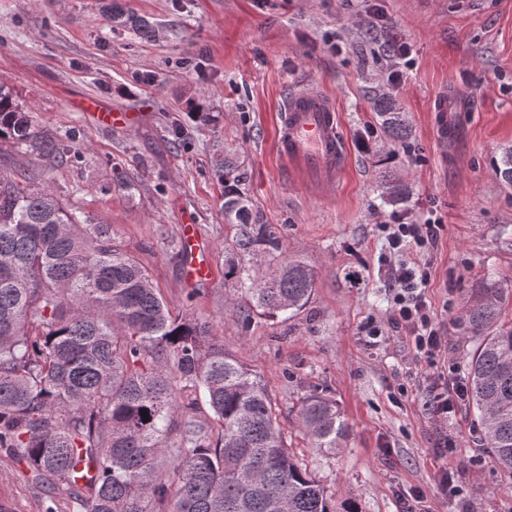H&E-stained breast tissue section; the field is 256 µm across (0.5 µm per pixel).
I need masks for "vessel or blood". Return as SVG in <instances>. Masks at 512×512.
Wrapping results in <instances>:
<instances>
[{
  "mask_svg": "<svg viewBox=\"0 0 512 512\" xmlns=\"http://www.w3.org/2000/svg\"><path fill=\"white\" fill-rule=\"evenodd\" d=\"M76 108L106 127H128L140 119L136 112L108 109L97 98L77 102ZM278 144L282 163L291 174L302 176L320 193L333 191L345 167L335 98L311 86L294 88L280 117ZM181 240L189 254L185 266L187 281L209 280L212 269L197 239L194 225H182Z\"/></svg>",
  "mask_w": 512,
  "mask_h": 512,
  "instance_id": "obj_1",
  "label": "vessel or blood"
}]
</instances>
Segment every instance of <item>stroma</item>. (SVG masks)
Here are the masks:
<instances>
[{"label": "stroma", "instance_id": "1", "mask_svg": "<svg viewBox=\"0 0 512 512\" xmlns=\"http://www.w3.org/2000/svg\"><path fill=\"white\" fill-rule=\"evenodd\" d=\"M154 24L146 40L114 31L103 0H0V81L13 86L43 130L75 132L82 157L48 161L0 147V174L40 173L64 203L110 224L117 245L147 267L174 311L211 322L225 351L257 375L279 413L293 453L307 464L336 512H397L399 495L420 491L426 512H512V476L480 439L470 405L437 426L423 383L428 367L408 354L403 333L388 330L391 295L378 273L385 212L378 159L398 153L396 174L411 193L414 219L442 217L428 294L448 330V364L465 377L477 344L462 308L469 288L494 277L512 285V186L494 162L512 146V0H128ZM399 40L409 54L389 53ZM401 72L391 84V72ZM314 84L340 114L346 163L335 193L317 197L287 173L277 152L279 113L290 89ZM391 89L411 137L394 146L372 108L374 88ZM454 103L448 136L434 108ZM97 98L138 112L139 124L99 126L74 111ZM209 121H191L187 99ZM181 123L182 141L171 128ZM372 144L358 147L360 138ZM235 153L250 174L265 221L284 227L283 252L317 273L305 311L282 322L254 318L224 284L223 188L215 167ZM135 179L126 196L112 189V166ZM195 225L209 247L213 275L190 296L171 243ZM384 327L377 343L366 322ZM334 399L350 427L336 451L310 448L297 430L300 398ZM451 446L440 457V435ZM452 467L459 494L448 498L438 471ZM10 512H46L49 494L0 454V503Z\"/></svg>", "mask_w": 512, "mask_h": 512}]
</instances>
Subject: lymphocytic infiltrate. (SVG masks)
Masks as SVG:
<instances>
[{
	"label": "lymphocytic infiltrate",
	"mask_w": 512,
	"mask_h": 512,
	"mask_svg": "<svg viewBox=\"0 0 512 512\" xmlns=\"http://www.w3.org/2000/svg\"><path fill=\"white\" fill-rule=\"evenodd\" d=\"M442 227L439 219L430 217L418 224L407 213L396 211L388 214L377 229L385 239L380 266L392 294L389 323L395 331L404 333L416 361L434 366L435 372L428 378L432 394L429 410L444 422L456 415L463 386L453 374L436 368L448 357V332L433 311L427 294L431 272L420 261L437 246Z\"/></svg>",
	"instance_id": "f902f5d3"
}]
</instances>
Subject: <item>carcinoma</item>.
<instances>
[{
	"label": "carcinoma",
	"mask_w": 512,
	"mask_h": 512,
	"mask_svg": "<svg viewBox=\"0 0 512 512\" xmlns=\"http://www.w3.org/2000/svg\"><path fill=\"white\" fill-rule=\"evenodd\" d=\"M114 28L149 37L150 21L119 0ZM393 142L411 134L396 100L373 97ZM42 157H81L76 135L43 131L0 83V142ZM512 185V148L495 164ZM224 279L252 315L296 316L316 288L315 271L282 252L247 188V172L224 153ZM113 191L134 181L112 165ZM384 204L407 201L408 186H378ZM512 286L487 278L470 289L463 321L479 342L466 362L468 403L495 463L512 473ZM212 413L197 416V393ZM298 426L312 447L334 450L348 426L336 402L303 397ZM0 452L72 503V512H336L307 465L286 443L265 388L224 351L206 320L175 314L148 270L94 221L35 185L0 177Z\"/></svg>",
	"instance_id": "1"
}]
</instances>
